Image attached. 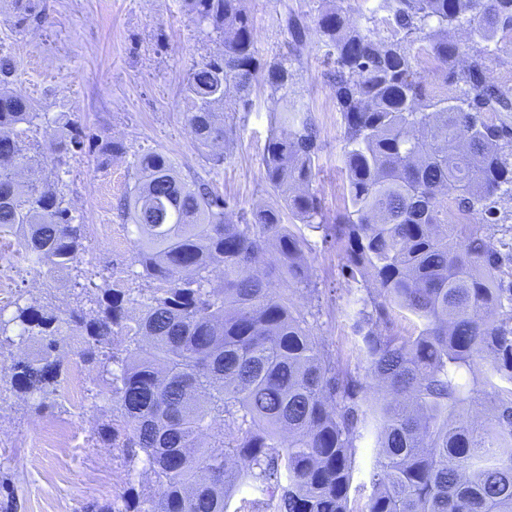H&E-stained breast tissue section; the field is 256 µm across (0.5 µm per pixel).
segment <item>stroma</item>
<instances>
[{"instance_id":"stroma-1","label":"stroma","mask_w":512,"mask_h":512,"mask_svg":"<svg viewBox=\"0 0 512 512\" xmlns=\"http://www.w3.org/2000/svg\"><path fill=\"white\" fill-rule=\"evenodd\" d=\"M327 0H245L255 27L262 62L286 55L290 41L283 22L286 9L313 21ZM45 23L19 30L0 7V57L15 62V87L39 103L46 118L38 140L51 139L58 122H70L85 133L121 141L126 153L99 161L83 152L66 160L65 197L73 215L88 226V251L81 277L54 273V287L42 288V278L11 253L0 254V269L9 270L13 286L0 293V316L10 317L18 297L36 299L59 309L73 306L83 285L101 278L126 276L132 268L129 221L119 216L117 203L133 185L132 163L147 150L168 154L185 176L206 171L215 190L236 209L282 207L269 186L262 155L273 131L277 96L264 76L253 82L248 110H225L235 128L225 144L224 162L205 169L185 122L183 79L200 54L217 53L218 41L207 37L182 9L181 0H44ZM294 96L307 107L318 130L320 149L311 188L321 202L325 223H334L348 206L344 171V128L336 110L329 78L333 56L309 33L300 62L295 63ZM111 227L110 240L97 227ZM306 251L315 291H300L296 302L309 313L310 327L334 358L351 371L364 367L351 349L355 298L363 288L347 285L341 272L343 253L325 241L324 230L305 229ZM83 343L74 337L67 349L68 373H80L84 384L78 400L57 396L39 407L37 400L12 396L0 405V512H91L95 502L121 492L128 465L111 442L95 434L102 423L97 364L82 360ZM74 437L72 448H54L50 428ZM377 450L374 436L358 440L355 450L350 506L363 512L372 492L370 474Z\"/></svg>"}]
</instances>
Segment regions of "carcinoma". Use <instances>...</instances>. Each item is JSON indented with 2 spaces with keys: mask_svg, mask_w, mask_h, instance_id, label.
<instances>
[{
  "mask_svg": "<svg viewBox=\"0 0 512 512\" xmlns=\"http://www.w3.org/2000/svg\"><path fill=\"white\" fill-rule=\"evenodd\" d=\"M7 20L42 23L35 0H7ZM222 45L193 62L182 93L201 157L233 135L225 106L248 109L256 74L280 94V133L263 166L288 214L322 227L310 189L317 130L288 96L308 26L291 8L289 55L268 66L243 0H182ZM384 38L340 9L314 25L336 55L332 96L344 122L350 207L327 226L343 247L347 280L374 289L355 312V345L369 381L343 369L312 333L294 293L315 287L306 238L261 208L229 217L212 183L182 176L157 150L136 156L135 184L118 203L131 221L125 286L106 278L61 318L36 300L0 318V346L39 341L37 358L12 360L4 394L47 399L64 350L77 336L102 354L99 435L129 464L127 487L95 512H228L235 492L249 512H353L356 441L378 448L363 512H512V233L499 205L512 203L509 94L486 77L490 44L512 35V0H381ZM468 32L467 45L456 38ZM421 43L413 50L415 43ZM432 58L456 93L434 94L419 69ZM0 57V231L16 237L29 268L78 270L87 227L65 205L62 179L21 182L45 147L33 133L46 113L13 84ZM77 127L48 142L83 150ZM117 157L122 142L95 138ZM281 289L273 287L274 282ZM414 316L405 335L390 312ZM486 403L485 414L474 409Z\"/></svg>",
  "mask_w": 512,
  "mask_h": 512,
  "instance_id": "cac0c4a2",
  "label": "carcinoma"
}]
</instances>
